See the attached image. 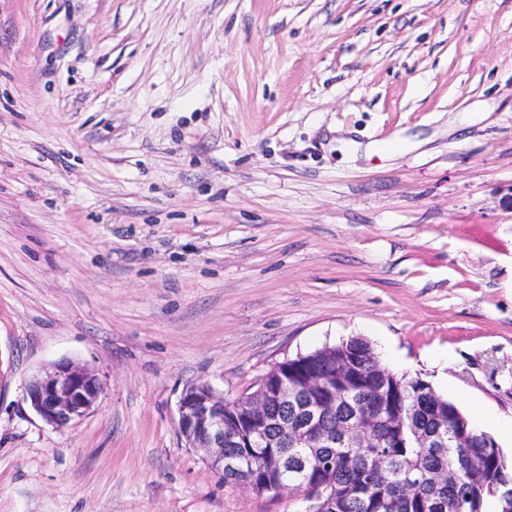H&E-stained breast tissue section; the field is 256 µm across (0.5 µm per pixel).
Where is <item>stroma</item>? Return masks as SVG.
<instances>
[{
  "label": "stroma",
  "instance_id": "obj_1",
  "mask_svg": "<svg viewBox=\"0 0 512 512\" xmlns=\"http://www.w3.org/2000/svg\"><path fill=\"white\" fill-rule=\"evenodd\" d=\"M351 337L512 458V0H0V512H305L177 402ZM102 384L95 371L62 359L34 375L26 387L27 398L40 417L55 427L88 414L97 405Z\"/></svg>",
  "mask_w": 512,
  "mask_h": 512
}]
</instances>
